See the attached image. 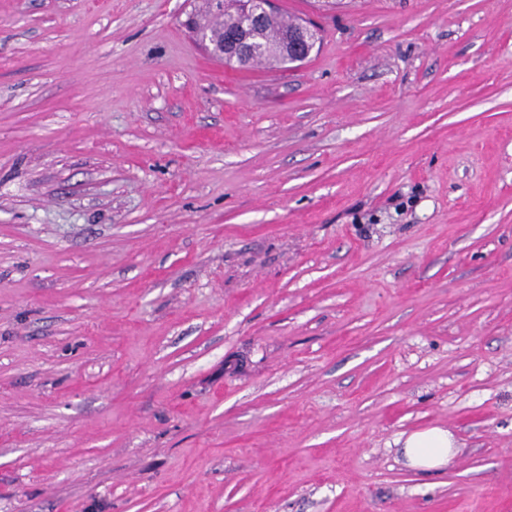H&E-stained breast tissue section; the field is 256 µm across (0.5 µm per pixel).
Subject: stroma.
<instances>
[{
    "label": "stroma",
    "mask_w": 512,
    "mask_h": 512,
    "mask_svg": "<svg viewBox=\"0 0 512 512\" xmlns=\"http://www.w3.org/2000/svg\"><path fill=\"white\" fill-rule=\"evenodd\" d=\"M194 8L0 0V512H512V0ZM226 0H209L210 8L207 4H201L198 11L192 13V21L196 27L206 32L213 40H225L230 32L236 31L243 23V15L238 10L224 9ZM276 0H247L244 6L245 13L249 21L242 27V30L236 34L230 35L225 40L224 56H231L234 60L242 59L248 61L255 54L256 47L248 31L251 26L259 23L266 17L262 23L252 31V36L256 38L258 45L263 47V52L256 54L251 62L246 66L237 65L224 60V65L237 68H251L261 63L269 65H281V54L283 51L282 43L287 36V28L292 22H286L277 12L275 7ZM277 12V13H276ZM200 19H197L199 17ZM275 13V14H273ZM272 14V15H271ZM270 15V16H268ZM210 17V23H204L202 18ZM318 37L319 33L314 27L305 22L295 23L288 34L287 48L283 52L286 65L293 67L304 62L314 49ZM302 45H306V50L304 54L299 55L297 50ZM395 443L401 448L406 467L422 473L442 469L458 448L454 435L440 426L404 433Z\"/></svg>",
    "instance_id": "stroma-1"
}]
</instances>
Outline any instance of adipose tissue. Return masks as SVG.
Instances as JSON below:
<instances>
[{
	"mask_svg": "<svg viewBox=\"0 0 512 512\" xmlns=\"http://www.w3.org/2000/svg\"><path fill=\"white\" fill-rule=\"evenodd\" d=\"M397 443L406 467L422 473L439 471L457 451L453 434L440 426L400 435Z\"/></svg>",
	"mask_w": 512,
	"mask_h": 512,
	"instance_id": "obj_1",
	"label": "adipose tissue"
}]
</instances>
